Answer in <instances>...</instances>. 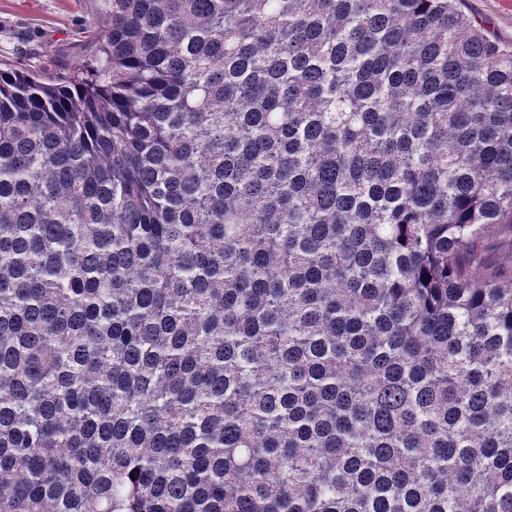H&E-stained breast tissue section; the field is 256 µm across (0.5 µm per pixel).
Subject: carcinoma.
Wrapping results in <instances>:
<instances>
[{
  "mask_svg": "<svg viewBox=\"0 0 512 512\" xmlns=\"http://www.w3.org/2000/svg\"><path fill=\"white\" fill-rule=\"evenodd\" d=\"M0 68V512H512V45L462 0H97ZM486 262L490 265L508 263L512 258V231L503 227L481 244Z\"/></svg>",
  "mask_w": 512,
  "mask_h": 512,
  "instance_id": "carcinoma-1",
  "label": "carcinoma"
}]
</instances>
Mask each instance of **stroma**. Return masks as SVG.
<instances>
[{"label": "stroma", "mask_w": 512, "mask_h": 512, "mask_svg": "<svg viewBox=\"0 0 512 512\" xmlns=\"http://www.w3.org/2000/svg\"><path fill=\"white\" fill-rule=\"evenodd\" d=\"M501 43L512 44V0H465ZM92 0H0V66L51 76L78 67L92 52Z\"/></svg>", "instance_id": "obj_1"}]
</instances>
